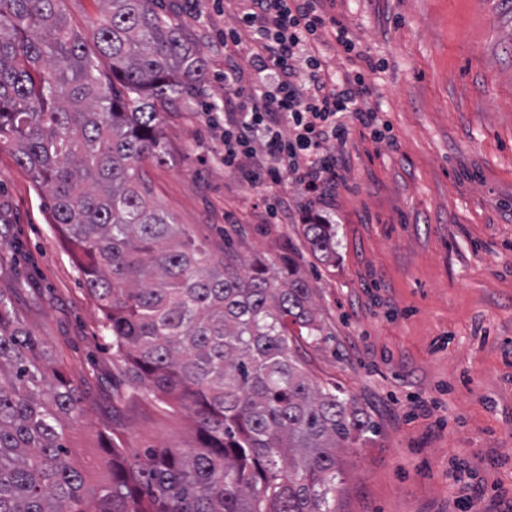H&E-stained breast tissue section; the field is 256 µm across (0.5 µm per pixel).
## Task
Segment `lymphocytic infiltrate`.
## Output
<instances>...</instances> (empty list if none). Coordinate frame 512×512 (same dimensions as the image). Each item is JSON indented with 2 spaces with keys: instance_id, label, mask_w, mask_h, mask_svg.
<instances>
[{
  "instance_id": "f902f5d3",
  "label": "lymphocytic infiltrate",
  "mask_w": 512,
  "mask_h": 512,
  "mask_svg": "<svg viewBox=\"0 0 512 512\" xmlns=\"http://www.w3.org/2000/svg\"><path fill=\"white\" fill-rule=\"evenodd\" d=\"M328 29L340 51L354 52L348 26L329 15L325 0H247L223 40L225 167L269 187L293 175L312 207L341 177L338 148L348 122L382 135L378 112L366 103L365 76L383 61L364 55L359 67L335 74L320 51ZM244 30L252 41L246 71L231 51Z\"/></svg>"
}]
</instances>
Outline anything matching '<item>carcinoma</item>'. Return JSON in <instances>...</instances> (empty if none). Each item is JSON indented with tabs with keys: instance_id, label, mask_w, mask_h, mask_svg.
<instances>
[{
	"instance_id": "carcinoma-1",
	"label": "carcinoma",
	"mask_w": 512,
	"mask_h": 512,
	"mask_svg": "<svg viewBox=\"0 0 512 512\" xmlns=\"http://www.w3.org/2000/svg\"><path fill=\"white\" fill-rule=\"evenodd\" d=\"M92 38L65 0H0V145L52 196V224L104 316L127 382L112 401L175 404L188 448H107L110 483L74 468L78 384L0 292V512H336L337 452L371 428L312 380L296 337L322 333L291 262L217 261L154 197L163 111L198 94L202 53L156 0H101ZM336 255L330 224H304Z\"/></svg>"
}]
</instances>
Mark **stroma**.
I'll use <instances>...</instances> for the list:
<instances>
[{
  "label": "stroma",
  "mask_w": 512,
  "mask_h": 512,
  "mask_svg": "<svg viewBox=\"0 0 512 512\" xmlns=\"http://www.w3.org/2000/svg\"><path fill=\"white\" fill-rule=\"evenodd\" d=\"M244 0H159L207 60L203 93L165 112L169 159L153 193L216 257L290 258L314 291L325 339L292 350L375 424L345 449L338 512H512V0H333L358 54L384 61L367 102L383 139L351 126L346 168L323 213L336 257L302 235L293 178L271 191L224 167L225 29ZM291 220L266 221L275 199ZM51 196L0 147V292L81 382L86 412L65 445L91 481L113 434L130 448L194 443L187 418L113 405L126 368L51 223Z\"/></svg>",
  "instance_id": "1"
}]
</instances>
